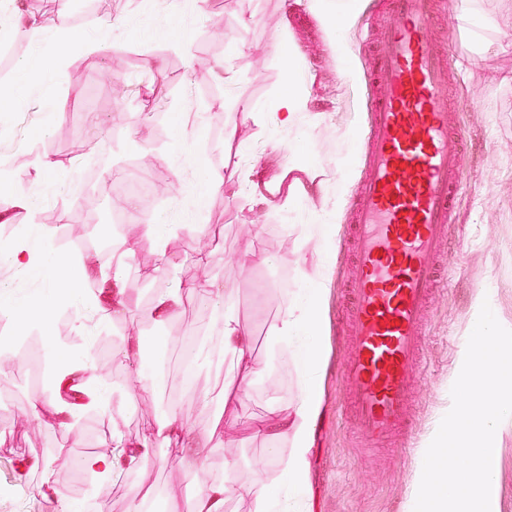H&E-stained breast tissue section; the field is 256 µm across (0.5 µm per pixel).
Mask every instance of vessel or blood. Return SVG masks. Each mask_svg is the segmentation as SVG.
Here are the masks:
<instances>
[{
  "mask_svg": "<svg viewBox=\"0 0 512 512\" xmlns=\"http://www.w3.org/2000/svg\"><path fill=\"white\" fill-rule=\"evenodd\" d=\"M436 8L437 0H387L386 20L370 37L376 65L344 283L349 355L341 367L350 425L370 447L407 445L416 412L410 383L423 368L427 309L469 172L466 134L452 121L448 98L457 74L452 34L437 29Z\"/></svg>",
  "mask_w": 512,
  "mask_h": 512,
  "instance_id": "vessel-or-blood-1",
  "label": "vessel or blood"
}]
</instances>
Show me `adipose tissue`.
<instances>
[{
	"mask_svg": "<svg viewBox=\"0 0 512 512\" xmlns=\"http://www.w3.org/2000/svg\"><path fill=\"white\" fill-rule=\"evenodd\" d=\"M193 294L204 300L216 303L214 322L219 330V349L231 356L236 367L242 369L245 378L241 381H228L224 384V405L234 406L246 393L252 373L250 365L251 336L241 323L235 310L224 299L219 298L214 281L205 279L190 284H176L154 298L148 311L149 316L158 322L173 317L182 305L184 294ZM318 296L310 292L301 301L289 307L278 329L280 338L290 339L306 336L307 342L302 359V390L294 406L288 413L277 414L268 421L254 425L255 433L292 440L294 448L286 469L288 481L299 492L301 505H308L310 495L306 484L309 468V451L313 444V431L321 415V402L318 395L319 361L317 347L308 334L316 326L318 317ZM238 494L252 497L261 507L274 503L268 485L259 478L241 479L234 472H227L221 485L209 488L197 501L196 512H224L227 495Z\"/></svg>",
	"mask_w": 512,
	"mask_h": 512,
	"instance_id": "obj_1",
	"label": "adipose tissue"
}]
</instances>
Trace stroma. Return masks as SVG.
Listing matches in <instances>:
<instances>
[{"label":"stroma","mask_w":512,"mask_h":512,"mask_svg":"<svg viewBox=\"0 0 512 512\" xmlns=\"http://www.w3.org/2000/svg\"><path fill=\"white\" fill-rule=\"evenodd\" d=\"M353 2L340 54L325 15L307 0H116L109 17L89 0H63L49 13L34 0H9L0 26V107L19 113L33 132L22 138L0 125V164L8 166L0 171V239L24 227L52 232L43 262L59 252L73 256L92 271L82 287L93 297L60 302L44 332H28L21 317L43 282L28 277L17 285L0 271V308L17 315L0 319V336L17 339L0 350V512H129L136 495L161 497L162 512H194L199 496L223 483L227 464L246 477L262 459L280 491L293 443L249 427L297 399L299 344L279 339L277 329L315 287L322 413L310 451L312 512H409L425 451L452 406L478 296L487 295L498 322L512 329V0H477L496 44L482 54L464 32L460 0H440V25L461 33L452 93L463 102L458 120L470 169L449 227L447 284L429 305L426 371L412 385L415 426L398 453L358 447L341 407L339 367L348 350L338 314L350 203L364 176L357 134L367 123L374 67L368 30L382 9L381 0ZM30 17L40 33L14 34L13 24ZM78 31L100 51L63 48V35ZM347 66L353 79L342 75ZM118 82L136 85V93L114 96ZM291 91L306 99L307 113L282 126L274 114ZM133 176L147 178L151 191L129 207L122 181ZM76 179L87 184L78 202L68 194ZM21 193L27 206L16 202ZM327 209L333 217L324 234L313 216ZM147 224L167 238L166 252L143 239ZM191 224L217 229L219 243L191 236ZM94 237L112 239L114 252L125 254L129 272L120 286L112 284L111 258L82 248V239ZM203 279L235 302L252 339L251 385L229 410L225 370L207 358L191 392L173 373L152 390L134 380L156 348L172 356L187 332L211 334L213 313L190 294L168 321L145 314L174 283ZM112 288L131 317L100 312L98 301ZM138 339L141 355L121 359ZM68 364L80 373L56 385ZM205 393L213 399L206 408L199 403ZM54 396L68 413L46 408ZM33 404L44 407L36 419ZM173 412L207 441L203 462L186 467L188 451L173 438L152 441L149 460L125 462L119 476L85 468L88 457H112L114 439L142 441ZM495 448L496 512H512V417L500 424Z\"/></svg>","instance_id":"obj_1"}]
</instances>
